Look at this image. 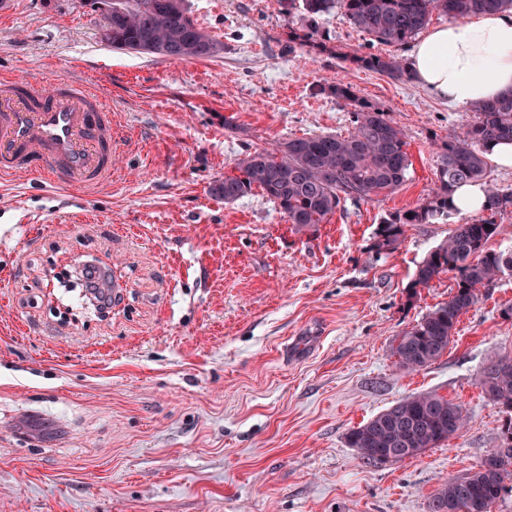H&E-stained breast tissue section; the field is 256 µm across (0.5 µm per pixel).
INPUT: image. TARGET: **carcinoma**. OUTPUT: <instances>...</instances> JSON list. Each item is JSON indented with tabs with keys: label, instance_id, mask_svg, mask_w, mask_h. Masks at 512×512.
<instances>
[{
	"label": "carcinoma",
	"instance_id": "obj_1",
	"mask_svg": "<svg viewBox=\"0 0 512 512\" xmlns=\"http://www.w3.org/2000/svg\"><path fill=\"white\" fill-rule=\"evenodd\" d=\"M286 16L299 11L307 32L290 29L293 39L306 43L319 36V19L341 10L368 41L401 47L421 33L437 13L450 20L512 10V0H281ZM104 41L131 53L174 59L215 56L219 44L187 14L183 0H112L105 12ZM359 68L399 82L412 81L406 62L398 56L366 53L342 56ZM350 107L351 131L346 135L318 134L278 141L239 159L234 172L214 183V196L230 204L261 190L298 230L326 223L342 202L370 200L393 194L407 181L411 161L403 129L387 114L363 102L352 87H325ZM472 120L449 133L440 146L434 188L413 208L391 215L377 225L373 249L387 253L397 247L413 224H431L454 212V188L480 182L486 186L483 215L454 225L448 238L418 265L408 299L417 296L441 274H455L456 288L410 329L397 336L392 353L410 371L427 367L448 351L460 317L479 303L482 289L512 275V250L488 248L498 235L494 217L512 208V187L489 179L486 154L492 143L512 141V93L478 102ZM482 389L493 404L512 411V358L484 369ZM463 407L433 392L406 397L346 434L345 442L363 462L382 465L420 456L459 434L465 426ZM502 473L485 469L489 460ZM512 482V422L503 431L500 448L487 454L464 477L442 483L431 496L430 512H493Z\"/></svg>",
	"mask_w": 512,
	"mask_h": 512
}]
</instances>
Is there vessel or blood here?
I'll use <instances>...</instances> for the list:
<instances>
[{"instance_id":"1","label":"vessel or blood","mask_w":512,"mask_h":512,"mask_svg":"<svg viewBox=\"0 0 512 512\" xmlns=\"http://www.w3.org/2000/svg\"><path fill=\"white\" fill-rule=\"evenodd\" d=\"M116 116L88 84L64 79L45 88L21 78L0 79V175L43 172L80 187L112 175ZM98 287L120 291L111 268L84 264Z\"/></svg>"}]
</instances>
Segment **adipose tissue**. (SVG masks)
Returning <instances> with one entry per match:
<instances>
[{
	"label": "adipose tissue",
	"mask_w": 512,
	"mask_h": 512,
	"mask_svg": "<svg viewBox=\"0 0 512 512\" xmlns=\"http://www.w3.org/2000/svg\"><path fill=\"white\" fill-rule=\"evenodd\" d=\"M417 83L456 108L512 90V11L476 15L430 28L411 50Z\"/></svg>",
	"instance_id": "ef3b65f1"
}]
</instances>
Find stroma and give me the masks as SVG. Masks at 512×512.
<instances>
[{"mask_svg": "<svg viewBox=\"0 0 512 512\" xmlns=\"http://www.w3.org/2000/svg\"><path fill=\"white\" fill-rule=\"evenodd\" d=\"M185 7L216 56L112 49L90 0H0V77L80 79L117 116L105 182L0 179V512H429L512 419L482 390L484 368L512 357V275L461 317L447 353L409 371L394 340L455 279L407 288L460 217L407 227L390 253L374 233L426 198L441 142L471 113L351 64L370 47L342 11L319 22L327 50L292 52L289 30L306 23L280 0ZM327 82L404 129L399 191L346 200L304 231L261 191L210 194L246 151L347 134ZM77 255L125 285L105 319L53 308L47 272ZM429 391L462 405L460 434L382 467L347 447L349 429Z\"/></svg>", "mask_w": 512, "mask_h": 512, "instance_id": "stroma-1", "label": "stroma"}]
</instances>
